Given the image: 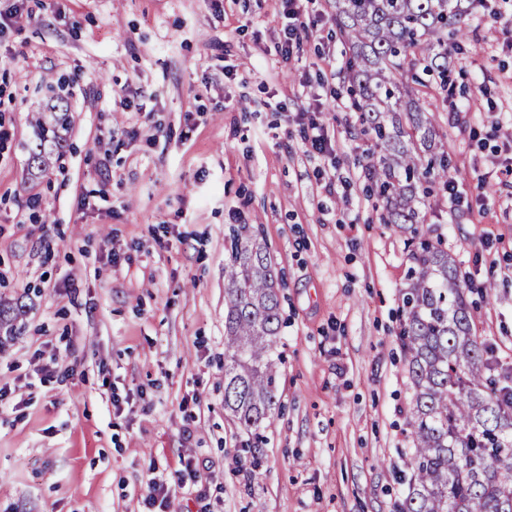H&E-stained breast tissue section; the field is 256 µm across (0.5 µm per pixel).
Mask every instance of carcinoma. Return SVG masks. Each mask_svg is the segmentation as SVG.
<instances>
[{"label": "carcinoma", "mask_w": 512, "mask_h": 512, "mask_svg": "<svg viewBox=\"0 0 512 512\" xmlns=\"http://www.w3.org/2000/svg\"><path fill=\"white\" fill-rule=\"evenodd\" d=\"M351 56L348 91L374 136L366 169L388 223L408 236L400 339L414 395L412 477L398 512H512V387L490 378L491 348L477 335L468 286L438 240L420 230V207L448 184V159L421 99L397 91L404 71L448 87V38H466L461 0H335ZM65 110L37 120L31 164L60 146ZM224 260V409L248 430L270 420L278 391L276 277L253 224H230Z\"/></svg>", "instance_id": "cac0c4a2"}]
</instances>
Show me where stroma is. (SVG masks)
<instances>
[{
  "mask_svg": "<svg viewBox=\"0 0 512 512\" xmlns=\"http://www.w3.org/2000/svg\"><path fill=\"white\" fill-rule=\"evenodd\" d=\"M304 9L285 60L281 0H0V304L24 308L0 327V512H147L155 482L166 512H395L408 252L370 192L333 0ZM464 21L454 94L402 81L455 186L422 224L476 281L512 386V0ZM51 85L72 122L40 171ZM230 224L259 225L278 277L277 407L251 450L224 410ZM185 459L199 481L177 489Z\"/></svg>",
  "mask_w": 512,
  "mask_h": 512,
  "instance_id": "1",
  "label": "stroma"
}]
</instances>
